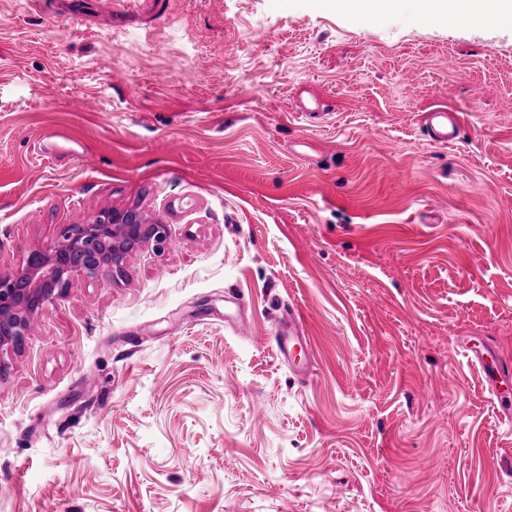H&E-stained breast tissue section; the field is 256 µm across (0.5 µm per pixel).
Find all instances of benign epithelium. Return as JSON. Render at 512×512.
<instances>
[{"label":"benign epithelium","mask_w":512,"mask_h":512,"mask_svg":"<svg viewBox=\"0 0 512 512\" xmlns=\"http://www.w3.org/2000/svg\"><path fill=\"white\" fill-rule=\"evenodd\" d=\"M166 239V225L147 224L129 211L106 212L90 224L66 227L62 240L32 251L21 272L0 275V349L18 347L29 320L78 275L107 266L121 272L117 255L128 245Z\"/></svg>","instance_id":"7a95c632"}]
</instances>
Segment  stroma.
I'll return each instance as SVG.
<instances>
[{
	"instance_id": "obj_1",
	"label": "stroma",
	"mask_w": 512,
	"mask_h": 512,
	"mask_svg": "<svg viewBox=\"0 0 512 512\" xmlns=\"http://www.w3.org/2000/svg\"><path fill=\"white\" fill-rule=\"evenodd\" d=\"M72 8L0 0V275L108 211L168 235L0 354V512H512V419L458 346L512 363V28ZM425 136L436 144L454 141L461 128V119L455 112L446 109H433L428 112L423 124ZM305 317L300 309L290 307L288 321L276 341L280 358L283 362L288 363V366L299 377L306 374L303 359L306 356L308 342L306 337L302 336ZM298 357H300L299 361H297Z\"/></svg>"
}]
</instances>
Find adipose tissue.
Returning a JSON list of instances; mask_svg holds the SVG:
<instances>
[{
  "mask_svg": "<svg viewBox=\"0 0 512 512\" xmlns=\"http://www.w3.org/2000/svg\"><path fill=\"white\" fill-rule=\"evenodd\" d=\"M336 4L363 21L406 6L420 17L443 24L461 19L493 22L503 16L512 17V0H412L408 5L403 0H336Z\"/></svg>",
  "mask_w": 512,
  "mask_h": 512,
  "instance_id": "adipose-tissue-1",
  "label": "adipose tissue"
}]
</instances>
